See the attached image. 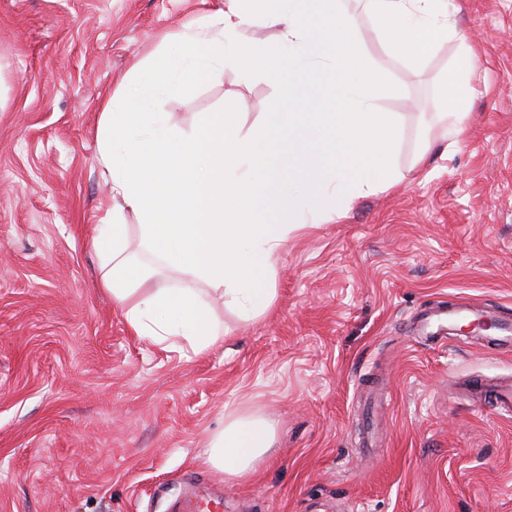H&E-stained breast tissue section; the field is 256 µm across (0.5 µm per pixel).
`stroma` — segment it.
<instances>
[{"label": "stroma", "instance_id": "obj_1", "mask_svg": "<svg viewBox=\"0 0 512 512\" xmlns=\"http://www.w3.org/2000/svg\"><path fill=\"white\" fill-rule=\"evenodd\" d=\"M224 0H0V512H512V418L464 380L512 376V352L438 345L412 318L443 302L512 317V0H452L456 35L412 66L375 22L355 37L398 120L403 181L291 234L262 317L202 354L136 335L101 288L93 240L112 204L102 101ZM476 66L457 146L420 115L461 45ZM180 129L239 113L256 135L290 111L232 64L162 97ZM425 162H418V155ZM277 423L243 479L204 451L225 419Z\"/></svg>", "mask_w": 512, "mask_h": 512}]
</instances>
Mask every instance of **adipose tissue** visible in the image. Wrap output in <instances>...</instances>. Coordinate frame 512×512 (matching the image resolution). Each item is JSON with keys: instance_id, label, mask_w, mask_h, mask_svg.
Instances as JSON below:
<instances>
[{"instance_id": "1", "label": "adipose tissue", "mask_w": 512, "mask_h": 512, "mask_svg": "<svg viewBox=\"0 0 512 512\" xmlns=\"http://www.w3.org/2000/svg\"><path fill=\"white\" fill-rule=\"evenodd\" d=\"M359 2L355 15L341 0H224L205 31L183 33L154 58L152 80L104 102L100 155L112 207L98 226L100 283L135 334L196 354L212 349L227 334L216 302L245 317L271 307L290 233L335 220L362 193L401 179L395 120L377 110L381 87L353 38L357 17L374 18L393 51L415 64L447 41L452 15L448 0ZM258 19L276 29L274 40L250 37ZM228 47L238 70L262 71L294 107L270 116L265 150L242 133L238 113H204L185 131L146 107L152 91L171 95L186 80L215 75ZM291 48L322 80L323 110L291 78ZM474 65L460 51L442 80V107L423 115L426 133L456 139ZM128 213L137 226L123 223ZM164 277L176 286H161ZM276 437L277 423L264 413L230 415L205 462L224 477H247Z\"/></svg>"}]
</instances>
